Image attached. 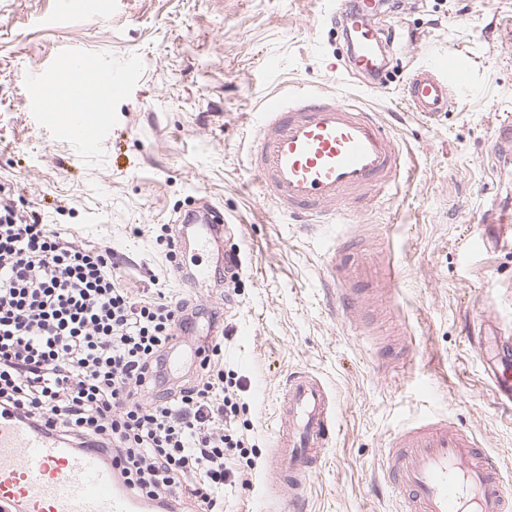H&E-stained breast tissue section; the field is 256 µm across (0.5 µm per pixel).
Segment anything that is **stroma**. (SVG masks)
Wrapping results in <instances>:
<instances>
[{
  "label": "stroma",
  "instance_id": "35a3bbf8",
  "mask_svg": "<svg viewBox=\"0 0 512 512\" xmlns=\"http://www.w3.org/2000/svg\"><path fill=\"white\" fill-rule=\"evenodd\" d=\"M59 22L63 0H0V185L43 223L125 261L116 274L136 293L181 282L156 241L180 212L209 199L226 227L209 249L181 241L184 266L216 268L231 248L242 266L230 309L213 330L179 338L190 349L219 336L242 376L261 465L273 453L277 404L290 372L325 385L338 420L333 448L309 478L299 512H399L382 474L384 449L421 416L448 418L497 455L512 484V410L499 404L470 345L494 318L512 332V227L488 222L512 206V164L490 136L512 119V0H408L379 12L419 49L394 55L380 89L345 69L346 43L318 26L336 0H112L99 21ZM73 52L123 68L92 148L60 139L62 107L40 112L33 70L56 84ZM464 58L470 86L436 121L410 112L402 89L427 54ZM311 86L352 94L378 112L408 155L411 178L366 217L308 229L261 203L247 172L255 114L270 95ZM368 230L369 329L336 309L330 271L343 241ZM396 295L387 293V274Z\"/></svg>",
  "mask_w": 512,
  "mask_h": 512
}]
</instances>
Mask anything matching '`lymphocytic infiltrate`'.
<instances>
[{"label":"lymphocytic infiltrate","mask_w":512,"mask_h":512,"mask_svg":"<svg viewBox=\"0 0 512 512\" xmlns=\"http://www.w3.org/2000/svg\"><path fill=\"white\" fill-rule=\"evenodd\" d=\"M120 263L0 193V410L99 449L140 498L224 512L258 467L241 382L214 340L171 385L167 354L202 308L162 282L132 295Z\"/></svg>","instance_id":"1"}]
</instances>
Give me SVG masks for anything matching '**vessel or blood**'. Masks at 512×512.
<instances>
[{"label": "vessel or blood", "mask_w": 512, "mask_h": 512, "mask_svg": "<svg viewBox=\"0 0 512 512\" xmlns=\"http://www.w3.org/2000/svg\"><path fill=\"white\" fill-rule=\"evenodd\" d=\"M378 0H337L327 23L348 36L345 64L379 88L386 69L385 48H409L395 28L372 23ZM120 85L95 57L76 53L62 89L74 111L59 130L62 139L92 147L100 133L91 113L102 111L85 75ZM469 82L466 63L430 58L416 68L403 90L407 107L435 119L447 112L453 91ZM258 135L249 169L273 210L300 224L322 223L368 206L388 195L407 172V156L377 114L354 100L303 87L289 96L264 99L257 114ZM178 223L198 227L207 243L224 222L210 203L179 214ZM364 266L345 261L337 268L339 301L346 317L359 320L369 308ZM501 403L512 405V336H497L488 366ZM334 436L325 386L308 372L293 373L278 404L275 455L266 475L270 494L299 504L307 475L316 470ZM402 512H512V490L497 457L475 437L445 419L426 418L398 432L388 443L383 465ZM15 512H151V502L129 494L118 469L94 449L75 450L54 432L0 416V502Z\"/></svg>", "instance_id": "vessel-or-blood-1"}]
</instances>
